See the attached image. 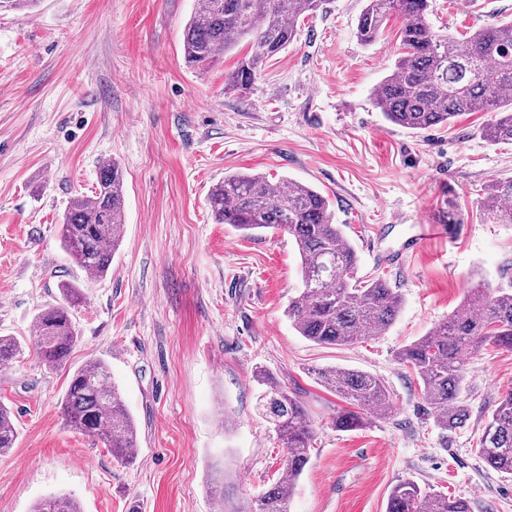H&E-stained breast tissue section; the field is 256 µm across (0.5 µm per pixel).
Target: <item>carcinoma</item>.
Instances as JSON below:
<instances>
[{"instance_id": "carcinoma-1", "label": "carcinoma", "mask_w": 512, "mask_h": 512, "mask_svg": "<svg viewBox=\"0 0 512 512\" xmlns=\"http://www.w3.org/2000/svg\"><path fill=\"white\" fill-rule=\"evenodd\" d=\"M325 0H199L186 23V61L207 67L220 55L249 41L254 51L229 75L231 86L252 85L263 61L282 51L297 36L300 18L323 9ZM432 0H365L356 35L374 43L392 16L403 20L402 52L377 86L373 104L392 123L410 130L446 126L466 112H489L483 136L491 143H512V20L497 22L463 39L430 21ZM215 221L247 235L267 229L288 234L300 258L302 291L288 304V319L307 339L347 345L376 336L395 321L401 298L383 275L358 276L354 246L332 223L330 201L314 188L282 179L274 185L265 175H227L210 191ZM482 207L498 224H512V179L489 186ZM124 232L123 181L119 167L99 168L95 195L77 196L65 209L60 236L75 263L93 278L109 272ZM63 306L42 309L34 317L31 347L44 364L64 363L79 340L69 309L84 301L81 289L62 288ZM512 350V291L478 286L463 306L431 332L404 346L398 359L421 384L434 422L442 429L463 426L468 418L460 394L465 360L484 347ZM22 352L12 336H0V365ZM338 397L385 417L394 405L377 377L343 367L318 372ZM259 409L275 426L286 449L281 476L248 506L234 501L228 472L219 476V512H289L293 488L309 461L313 425L296 395L269 372L254 374ZM67 421L81 433L99 438L112 455L131 461L137 429L108 366L92 360L71 377L62 400ZM363 423L359 412L344 411L336 426L346 430ZM18 431L11 411L0 404V453L14 447ZM477 453L493 471L512 477V392L485 423ZM387 512H471L470 502L423 491L413 481L394 486ZM32 512H81L78 501L51 495Z\"/></svg>"}]
</instances>
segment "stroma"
Masks as SVG:
<instances>
[{
    "label": "stroma",
    "mask_w": 512,
    "mask_h": 512,
    "mask_svg": "<svg viewBox=\"0 0 512 512\" xmlns=\"http://www.w3.org/2000/svg\"><path fill=\"white\" fill-rule=\"evenodd\" d=\"M197 0H42L36 13H0V335L22 341L33 319L61 304L81 340L67 362L33 351L0 366V402L17 424L0 454V507L31 512L50 494L82 512H213L219 471L234 498L263 493L285 450L256 408L258 369L307 409L309 462L290 512H386L405 480L512 512V479L475 451L500 395L512 390V351L467 359L465 426L435 425L398 351L457 310L476 286L512 289V224L484 214L490 183L512 179V144L482 134L486 112L413 131L372 103L400 52L401 19L367 45L356 36L364 0H328L297 38L266 59L254 84L225 78L249 43L207 69L189 66L183 31ZM437 28L454 34L512 19V0H433ZM124 178V237L109 273L87 276L64 250L62 214L93 195L102 164ZM259 172L313 187L332 203L359 273L386 274L402 298L383 334L327 346L301 336L285 309L301 287L286 234L246 236L215 223L208 194L224 176ZM452 224L421 235L424 224ZM421 240L401 255L402 242ZM103 361L133 417L131 462L71 427L61 402L72 374ZM343 367L381 380L392 414L337 429L348 405L314 375Z\"/></svg>",
    "instance_id": "35a3bbf8"
}]
</instances>
